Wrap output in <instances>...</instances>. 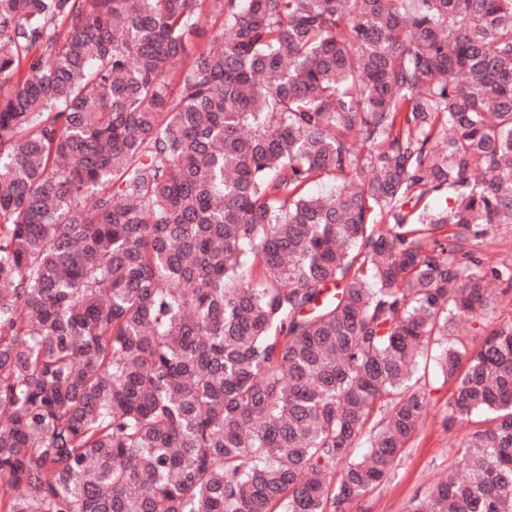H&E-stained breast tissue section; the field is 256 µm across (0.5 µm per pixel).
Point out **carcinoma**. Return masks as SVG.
Masks as SVG:
<instances>
[{
    "label": "carcinoma",
    "instance_id": "obj_1",
    "mask_svg": "<svg viewBox=\"0 0 512 512\" xmlns=\"http://www.w3.org/2000/svg\"><path fill=\"white\" fill-rule=\"evenodd\" d=\"M504 224L512 0H0V512H344L430 360L512 512ZM512 245V227L506 225L495 227L490 231L484 246L480 248L487 262H496L505 257ZM488 288L491 289L498 298V304L500 305L497 308L496 317L499 318L493 321H483L470 315H464L458 321L457 334L468 343L470 349L478 347L486 331L490 330L496 323L504 322L512 317V303H510L512 290L503 293V289L506 288V285L498 287L497 283H491Z\"/></svg>",
    "mask_w": 512,
    "mask_h": 512
}]
</instances>
